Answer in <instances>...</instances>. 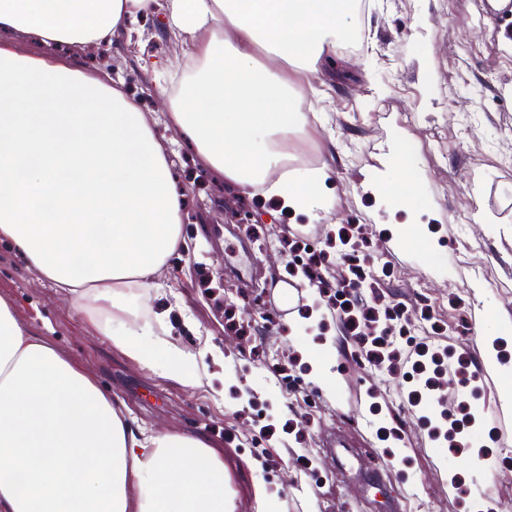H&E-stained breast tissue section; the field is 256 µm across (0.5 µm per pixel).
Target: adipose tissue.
Here are the masks:
<instances>
[{"label":"adipose tissue","mask_w":512,"mask_h":512,"mask_svg":"<svg viewBox=\"0 0 512 512\" xmlns=\"http://www.w3.org/2000/svg\"><path fill=\"white\" fill-rule=\"evenodd\" d=\"M355 0H0V31L35 33V58L0 43V243L52 281L113 347L163 377L198 384L195 355L162 338L168 311L143 316L182 251L185 198L152 117L110 82L60 65L61 46L110 45L153 11L191 42L201 74L167 115L226 185L317 220L333 205L325 167L287 168L304 131V83L347 40ZM296 67L290 83L256 49ZM404 144L385 195L421 202ZM224 458L208 443L135 431L82 366L0 296V512H235Z\"/></svg>","instance_id":"ef3b65f1"}]
</instances>
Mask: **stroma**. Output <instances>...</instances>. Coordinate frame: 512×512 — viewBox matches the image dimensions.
<instances>
[{
  "label": "stroma",
  "instance_id": "35a3bbf8",
  "mask_svg": "<svg viewBox=\"0 0 512 512\" xmlns=\"http://www.w3.org/2000/svg\"><path fill=\"white\" fill-rule=\"evenodd\" d=\"M497 8L496 0H367L353 22L355 49L325 57L311 79L326 134L288 144L328 168L335 203L314 222L231 190L166 124L167 90L193 50L172 39L164 15L105 48L56 50L57 61L123 86L158 118L186 197L189 251L169 259L148 306H177L193 327L174 331L172 342L193 354L215 345L224 361L200 369L194 387L141 367L4 244L0 296L94 374L133 427L210 442L236 512H259V487L279 512H476L486 497L512 504L511 483L488 481L493 460L512 452V401L500 384L512 375V46ZM397 133L424 178V224L376 189ZM460 209L479 218L473 262L484 282L466 303L435 262L459 237ZM246 214L255 239L245 245L230 229ZM345 225L386 262L382 279L356 289L351 304L430 319L427 335L395 339L400 358L383 369L332 315L347 275L335 245ZM407 226L417 243L402 248ZM290 242L324 253L320 286L292 274ZM282 281L297 287L285 313L273 295ZM455 324L465 332L449 333Z\"/></svg>",
  "mask_w": 512,
  "mask_h": 512
}]
</instances>
